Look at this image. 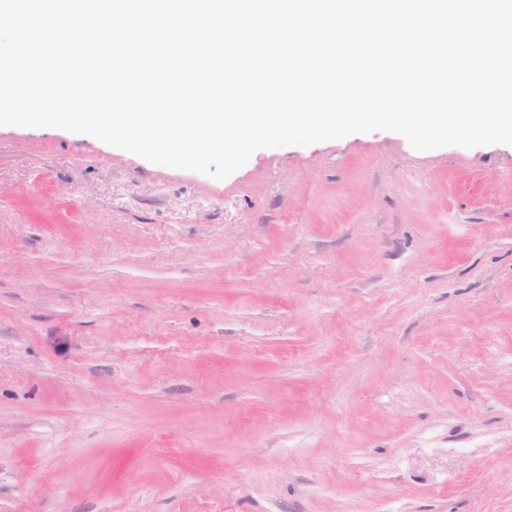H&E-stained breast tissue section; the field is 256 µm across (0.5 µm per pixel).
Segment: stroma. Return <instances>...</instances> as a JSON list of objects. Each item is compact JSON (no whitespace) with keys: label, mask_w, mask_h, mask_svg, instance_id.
<instances>
[{"label":"stroma","mask_w":512,"mask_h":512,"mask_svg":"<svg viewBox=\"0 0 512 512\" xmlns=\"http://www.w3.org/2000/svg\"><path fill=\"white\" fill-rule=\"evenodd\" d=\"M0 512H512V145L0 126Z\"/></svg>","instance_id":"stroma-1"}]
</instances>
